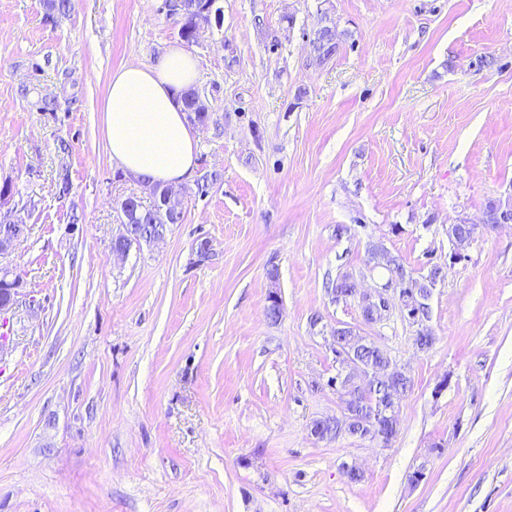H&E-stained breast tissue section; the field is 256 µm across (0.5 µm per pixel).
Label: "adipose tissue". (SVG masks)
Segmentation results:
<instances>
[{
  "mask_svg": "<svg viewBox=\"0 0 512 512\" xmlns=\"http://www.w3.org/2000/svg\"><path fill=\"white\" fill-rule=\"evenodd\" d=\"M197 76V59L176 44L155 63L127 64L113 72L104 123L112 159L124 173L167 185L193 175L197 138L182 93Z\"/></svg>",
  "mask_w": 512,
  "mask_h": 512,
  "instance_id": "adipose-tissue-1",
  "label": "adipose tissue"
}]
</instances>
